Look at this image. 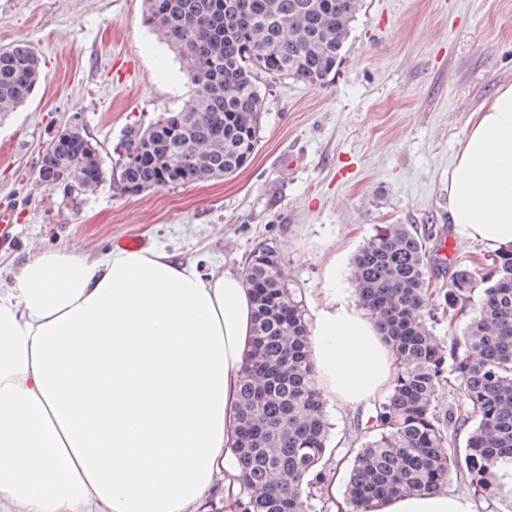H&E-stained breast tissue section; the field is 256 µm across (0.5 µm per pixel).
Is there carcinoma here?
Returning a JSON list of instances; mask_svg holds the SVG:
<instances>
[{
	"label": "carcinoma",
	"instance_id": "carcinoma-1",
	"mask_svg": "<svg viewBox=\"0 0 512 512\" xmlns=\"http://www.w3.org/2000/svg\"><path fill=\"white\" fill-rule=\"evenodd\" d=\"M359 9L360 0H144L143 23L176 53L191 94L178 113L124 131L114 161L120 190L136 195L235 174L257 150L269 83L325 81ZM40 81L29 46L0 48V115L22 106ZM100 162L92 138L64 132L39 176L74 199L100 186ZM242 278L253 293L254 334L235 406L236 512H315V489L331 468L302 305L270 244L252 253ZM351 280L397 365L348 474L351 512H376L401 492H439L458 473L473 495L512 500V251L494 255L481 274L461 264L448 273V325L467 315L478 287L482 299L446 347L429 327L431 260L415 231L379 227L354 256ZM446 377L468 413L437 415ZM446 424L467 430L465 447L448 444Z\"/></svg>",
	"mask_w": 512,
	"mask_h": 512
}]
</instances>
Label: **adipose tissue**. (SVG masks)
Returning <instances> with one entry per match:
<instances>
[{
	"instance_id": "ef3b65f1",
	"label": "adipose tissue",
	"mask_w": 512,
	"mask_h": 512,
	"mask_svg": "<svg viewBox=\"0 0 512 512\" xmlns=\"http://www.w3.org/2000/svg\"><path fill=\"white\" fill-rule=\"evenodd\" d=\"M448 221L482 250L512 249V84L474 112L448 177ZM309 324L324 399L382 393L394 358L336 291ZM253 335L239 273L208 276L153 247L43 250L0 289V512H200L232 500L234 406ZM378 512H476L446 492Z\"/></svg>"
}]
</instances>
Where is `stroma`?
<instances>
[{
  "instance_id": "35a3bbf8",
  "label": "stroma",
  "mask_w": 512,
  "mask_h": 512,
  "mask_svg": "<svg viewBox=\"0 0 512 512\" xmlns=\"http://www.w3.org/2000/svg\"><path fill=\"white\" fill-rule=\"evenodd\" d=\"M143 0H0V47L25 44L42 78L0 119V209L13 215L0 258L63 246L101 254L133 236L197 263L242 270L274 244L304 307L323 301V262L354 301V254L384 224L417 229L429 254L470 265L488 256L448 222V175L471 116L512 83V0H362L327 80L276 81L254 158L230 177L137 195L106 179L70 200L38 177L52 139L75 124L111 169L126 127L179 108L190 94L175 54L142 23ZM373 406H325L337 512Z\"/></svg>"
}]
</instances>
